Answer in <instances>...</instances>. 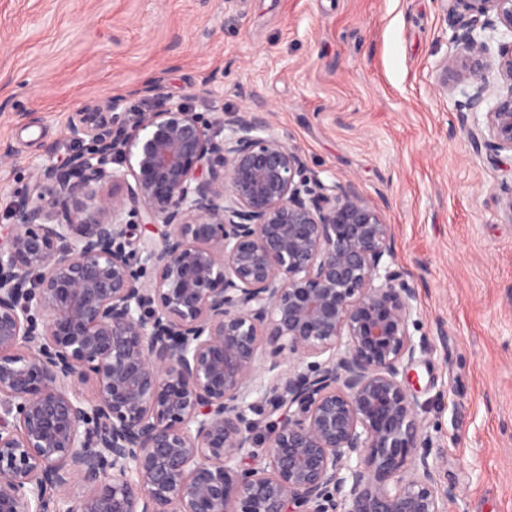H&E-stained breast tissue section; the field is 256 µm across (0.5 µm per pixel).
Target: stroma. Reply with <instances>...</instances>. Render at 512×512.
<instances>
[{
  "label": "stroma",
  "instance_id": "35a3bbf8",
  "mask_svg": "<svg viewBox=\"0 0 512 512\" xmlns=\"http://www.w3.org/2000/svg\"><path fill=\"white\" fill-rule=\"evenodd\" d=\"M446 29L438 0H0V226L29 171L73 152L69 116L91 100L267 113L393 226L449 512H512V218L457 126L459 86L439 84ZM146 80L157 91L134 94Z\"/></svg>",
  "mask_w": 512,
  "mask_h": 512
}]
</instances>
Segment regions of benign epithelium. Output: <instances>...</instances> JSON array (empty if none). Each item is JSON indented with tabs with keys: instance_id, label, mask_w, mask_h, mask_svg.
<instances>
[{
	"instance_id": "obj_1",
	"label": "benign epithelium",
	"mask_w": 512,
	"mask_h": 512,
	"mask_svg": "<svg viewBox=\"0 0 512 512\" xmlns=\"http://www.w3.org/2000/svg\"><path fill=\"white\" fill-rule=\"evenodd\" d=\"M439 2L442 84L499 164L512 0ZM115 107L71 113L76 150L0 232V512H448L410 389L418 291L380 210L259 113Z\"/></svg>"
}]
</instances>
